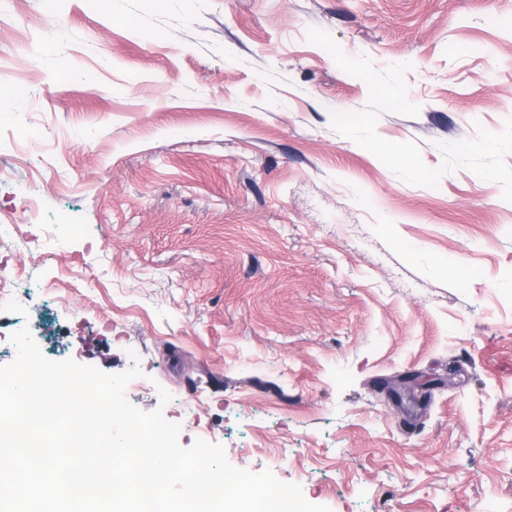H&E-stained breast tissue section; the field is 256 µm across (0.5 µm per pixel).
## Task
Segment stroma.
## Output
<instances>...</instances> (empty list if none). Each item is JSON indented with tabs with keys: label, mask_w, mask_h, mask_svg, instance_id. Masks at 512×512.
<instances>
[{
	"label": "stroma",
	"mask_w": 512,
	"mask_h": 512,
	"mask_svg": "<svg viewBox=\"0 0 512 512\" xmlns=\"http://www.w3.org/2000/svg\"><path fill=\"white\" fill-rule=\"evenodd\" d=\"M312 26L409 64L420 113L377 132L428 167L512 118V0H0L25 115L0 117V222L41 201L0 259L28 310L0 313V365L22 323L48 359L139 363L127 399L182 446L330 512H512V203L337 133L368 88Z\"/></svg>",
	"instance_id": "stroma-1"
}]
</instances>
